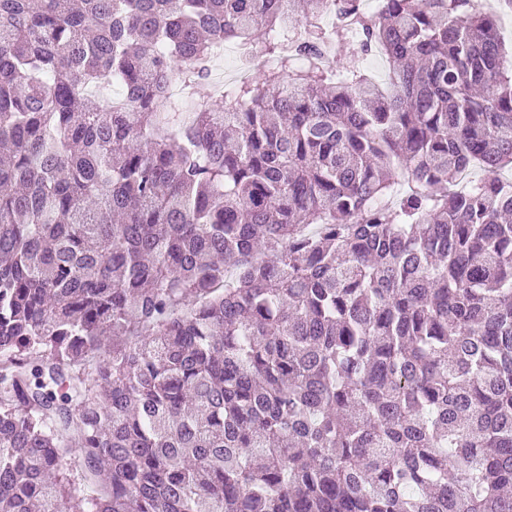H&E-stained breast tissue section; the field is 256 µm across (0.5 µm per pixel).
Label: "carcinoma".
<instances>
[{"instance_id":"cac0c4a2","label":"carcinoma","mask_w":512,"mask_h":512,"mask_svg":"<svg viewBox=\"0 0 512 512\" xmlns=\"http://www.w3.org/2000/svg\"><path fill=\"white\" fill-rule=\"evenodd\" d=\"M503 12L0 0V512H512ZM366 57L364 67L371 82L379 88L387 87L390 83L389 67L384 56L375 52Z\"/></svg>"}]
</instances>
